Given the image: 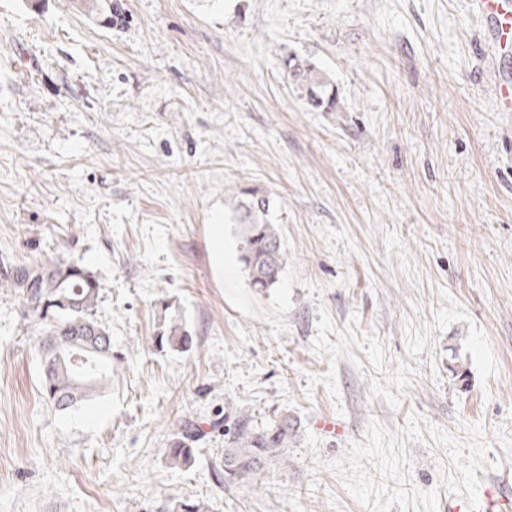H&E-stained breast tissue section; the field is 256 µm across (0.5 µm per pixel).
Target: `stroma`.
I'll return each instance as SVG.
<instances>
[{
  "label": "stroma",
  "instance_id": "35a3bbf8",
  "mask_svg": "<svg viewBox=\"0 0 512 512\" xmlns=\"http://www.w3.org/2000/svg\"><path fill=\"white\" fill-rule=\"evenodd\" d=\"M247 186L287 252L263 293ZM0 254L93 271L112 337L111 389L56 409L0 288V512H448L512 472V112L469 0H0ZM175 322L183 353L155 343ZM242 412L301 428L228 487ZM285 71L304 93L307 104L321 112L336 111L337 99L330 77L310 59L297 55L283 57ZM274 205L268 192L243 187L237 191L231 207L232 220L240 226L239 263L250 287L261 292L279 283L287 261L272 219ZM199 430L188 423L182 436L174 439L167 449V457L177 463L188 462L194 453L193 445L199 439Z\"/></svg>",
  "mask_w": 512,
  "mask_h": 512
}]
</instances>
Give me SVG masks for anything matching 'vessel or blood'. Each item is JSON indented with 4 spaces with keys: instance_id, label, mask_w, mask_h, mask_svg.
Masks as SVG:
<instances>
[{
    "instance_id": "1",
    "label": "vessel or blood",
    "mask_w": 512,
    "mask_h": 512,
    "mask_svg": "<svg viewBox=\"0 0 512 512\" xmlns=\"http://www.w3.org/2000/svg\"><path fill=\"white\" fill-rule=\"evenodd\" d=\"M472 9L480 20L485 46L497 70V85L502 111L512 112V9L505 0H472ZM485 512H512V493L504 482L484 491Z\"/></svg>"
}]
</instances>
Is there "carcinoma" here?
Listing matches in <instances>:
<instances>
[{
    "label": "carcinoma",
    "mask_w": 512,
    "mask_h": 512,
    "mask_svg": "<svg viewBox=\"0 0 512 512\" xmlns=\"http://www.w3.org/2000/svg\"><path fill=\"white\" fill-rule=\"evenodd\" d=\"M285 71L304 93L307 104L321 112L336 111L337 99L330 77L315 62L286 55ZM274 200L255 187H243L234 196L232 220L240 226L239 263L250 287L266 291L275 287L286 265L283 242L273 222ZM0 288H7L21 299L27 311L37 315L45 326V342L54 351L44 354L40 375L44 398L60 410L87 402L112 384V340L96 319L100 284L84 266L63 259H47L36 264L0 262ZM105 344L106 355L90 360L85 369L92 373L93 386H78L73 366L62 364L56 354H67L90 337ZM156 344L176 351H187L193 336L174 326L155 337ZM300 423L286 413L259 427L242 413L224 429V484L235 485L256 475L268 462L286 455L298 436ZM199 439L198 429L187 424L182 436L167 448V457L188 462ZM166 512H205V506L189 498H175L164 505Z\"/></svg>",
    "instance_id": "obj_1"
}]
</instances>
